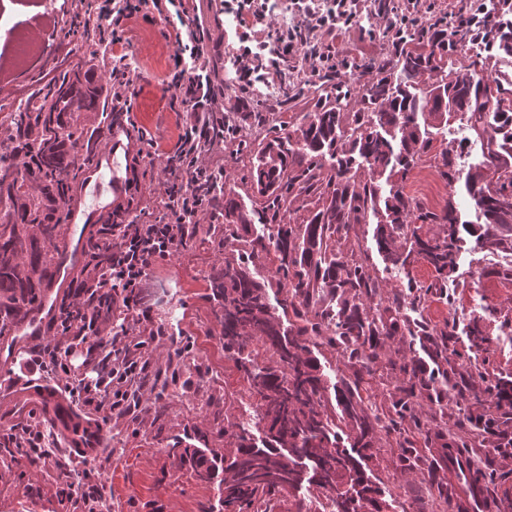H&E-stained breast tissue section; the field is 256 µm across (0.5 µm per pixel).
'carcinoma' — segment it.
<instances>
[{
    "label": "carcinoma",
    "instance_id": "obj_1",
    "mask_svg": "<svg viewBox=\"0 0 512 512\" xmlns=\"http://www.w3.org/2000/svg\"><path fill=\"white\" fill-rule=\"evenodd\" d=\"M387 9L399 23L386 32V44L352 65L358 85L338 71L306 79L316 95L292 130H277L261 111L292 108L302 88L288 85L256 112L241 100L228 158L248 160L258 196L248 207L225 186L211 200L224 223L209 225L206 243L224 252V265L212 266L208 299L224 355L257 401L255 421L231 413L236 393L215 390L205 405H224V419L183 427L167 449L174 467L217 485L205 512H269L283 502L287 512H303L322 496L335 512H386L389 504L364 467L377 432L407 425L425 447L435 444L448 392L467 366L448 359L454 330L432 323L420 307L429 296L448 295L463 239L454 196L433 212L405 194V179L419 162L429 158L480 211L483 222L467 229L471 250L512 254V80L487 74L489 60L512 57V0L457 10L465 26L451 33L442 17L418 23L399 4ZM466 42L483 43L487 55L457 66L458 46ZM93 60L38 83L11 113L9 134L0 136L8 149L32 157L19 169L0 152V335L42 306L79 173L120 113L95 84ZM87 113L97 116L91 128L81 122ZM455 123L486 145L483 166L496 178L462 171L452 148L433 151V129ZM256 127L265 130L262 139L243 135ZM128 220L110 213L101 221L87 241L91 260L112 255V225ZM373 220L381 270L358 233ZM421 224L434 232L421 236ZM420 262L433 268L431 281L410 278L407 288L387 291L390 268ZM58 318L67 328L84 316L62 301ZM396 337L406 351L399 363L386 353V341ZM325 350L341 364L331 387L314 355ZM190 356L188 347L177 346L167 369L152 371L156 399L171 386L197 389L200 369ZM425 357L434 372H422ZM387 365L398 374L386 402L371 411L365 384ZM509 399L512 380L471 386L470 428L491 419L512 424ZM214 433L231 448L207 447Z\"/></svg>",
    "mask_w": 512,
    "mask_h": 512
}]
</instances>
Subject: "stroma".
Here are the masks:
<instances>
[{"label": "stroma", "instance_id": "35a3bbf8", "mask_svg": "<svg viewBox=\"0 0 512 512\" xmlns=\"http://www.w3.org/2000/svg\"><path fill=\"white\" fill-rule=\"evenodd\" d=\"M38 6L29 14L28 6ZM197 14L211 33L210 67L218 80L224 81V110L237 112L240 99L234 87L236 75L226 65L228 51L238 47L235 29L225 27L224 0H197ZM379 0H356L358 24L336 32L341 52L340 65H349L362 52L378 49L385 39L377 19ZM73 0H11L0 4V82H7L8 96H0V113L11 111L12 90L32 91L35 84L48 79L51 70H65L87 58L94 45L75 19ZM129 39L123 48L127 56L132 84V110L128 117L136 132L152 140L157 154L173 147L181 133L184 109L174 102L167 89L174 46L168 38L171 23L156 17H137L129 24ZM407 193L431 211L444 208L449 187L429 162H420L411 171ZM83 202L75 206L61 240L66 252L75 253L74 263L50 269V287L54 297L68 292L73 278L79 276L86 259L79 251L95 233L99 219L115 208V195L108 167L92 168L83 190ZM199 240L185 248L153 276L157 288L167 294L160 308L154 309L155 323L163 325L173 337L190 341L199 364L212 362V337L217 325L207 299L209 280L191 255L200 251ZM500 264L494 257L475 263L473 254L462 252L455 274L456 286L450 299L429 298L423 314L432 323L454 324L456 336L448 344L449 358L469 360L468 381L481 377L512 374V278L500 276ZM478 324L485 340L473 345L466 329ZM165 402H149L141 427L113 421L109 431L112 460L102 470L107 487L110 512H203L213 503L217 490L199 483L191 471L176 469L166 453L168 437L184 425L207 426L209 417L203 409L205 393L181 395L170 389ZM470 455L480 465L492 502V512H512V459H495L488 448L471 446ZM418 461L407 464L398 449L381 445L367 463L370 479L385 491V498L395 512H461L456 496L440 498L439 484L447 483L448 467L438 463L431 448L414 451ZM13 478L26 486V496L0 497V512H80L75 502L60 495V482L44 469L15 468Z\"/></svg>", "mask_w": 512, "mask_h": 512}]
</instances>
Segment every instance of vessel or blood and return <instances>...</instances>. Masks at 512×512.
I'll use <instances>...</instances> for the list:
<instances>
[{"instance_id": "1", "label": "vessel or blood", "mask_w": 512, "mask_h": 512, "mask_svg": "<svg viewBox=\"0 0 512 512\" xmlns=\"http://www.w3.org/2000/svg\"><path fill=\"white\" fill-rule=\"evenodd\" d=\"M54 315V309L42 307L28 319L34 329L33 334L0 339V392L6 395L0 410L13 413L32 409L38 412L43 425L50 428L59 448L73 463H80L84 459L106 461L107 427L102 420L83 418L61 387L42 378L18 375L13 369L21 350L47 344V325ZM448 465L452 482L461 487L468 507L473 512H480L487 490L485 483L476 480L475 465L470 456L459 448H449Z\"/></svg>"}]
</instances>
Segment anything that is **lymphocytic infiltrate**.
Listing matches in <instances>:
<instances>
[{
	"mask_svg": "<svg viewBox=\"0 0 512 512\" xmlns=\"http://www.w3.org/2000/svg\"><path fill=\"white\" fill-rule=\"evenodd\" d=\"M239 20L267 28L280 59L299 58L307 72L335 67L336 46L323 45L319 54H310L308 44L316 33H335L338 25L350 24L356 16L351 0H328L325 9H302L291 27L278 26L266 0H226ZM96 33L101 43L111 45L114 54L109 82L119 109L130 111V80L125 58L118 52L126 40V21L133 15L150 16L175 11L179 24L172 37L170 87L173 97L186 106L184 131L172 154L183 175L173 178L162 173L152 195L163 204V214L154 222L131 219L112 227V256L92 267L91 278L73 282L70 303L85 312V322L52 335L50 360L32 356L24 368L47 372L63 381L69 392L95 411L138 423L150 401L153 388L150 372L159 361L168 359L166 332L154 324L151 307L138 299L141 284L159 265L166 263L197 234L200 225L217 223L197 191L199 184L223 181V171L214 165V154L224 147V103L215 90L210 60L206 53L209 33L198 16L192 15L190 0H97ZM112 293V312L124 316L127 325L115 328L102 316L93 301L94 288Z\"/></svg>",
	"mask_w": 512,
	"mask_h": 512,
	"instance_id": "f902f5d3",
	"label": "lymphocytic infiltrate"
}]
</instances>
